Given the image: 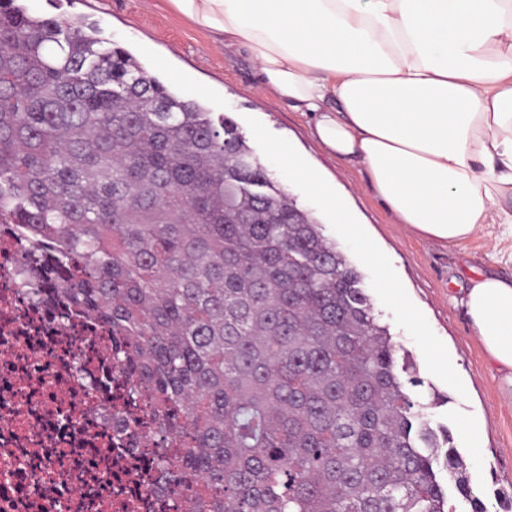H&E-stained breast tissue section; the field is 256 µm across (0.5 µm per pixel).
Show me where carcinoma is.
I'll return each mask as SVG.
<instances>
[{
    "label": "carcinoma",
    "mask_w": 512,
    "mask_h": 512,
    "mask_svg": "<svg viewBox=\"0 0 512 512\" xmlns=\"http://www.w3.org/2000/svg\"><path fill=\"white\" fill-rule=\"evenodd\" d=\"M20 287L112 331L132 424L178 448L190 512H457L466 464L405 390L362 277L237 125L108 46L0 0V225Z\"/></svg>",
    "instance_id": "carcinoma-1"
}]
</instances>
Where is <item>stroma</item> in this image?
Masks as SVG:
<instances>
[{
    "mask_svg": "<svg viewBox=\"0 0 512 512\" xmlns=\"http://www.w3.org/2000/svg\"><path fill=\"white\" fill-rule=\"evenodd\" d=\"M33 14L65 23L97 24L105 38L136 55L147 71L174 90L202 97L232 119L268 173L307 206L363 277L376 314L387 324L398 354L416 368L412 399L424 405L432 428L448 429L464 456L470 485L487 512H512V399L502 396L463 297L470 279L512 273V243L478 236L455 244L428 241L394 216L371 191L365 169L329 153L313 134L314 121L288 101L261 88L250 55L214 47L207 33L178 14L170 0H27ZM291 150L335 194L387 259L385 272L320 205L299 174L283 170L271 151ZM387 281H380V274ZM483 433L479 446L462 436L466 423Z\"/></svg>",
    "mask_w": 512,
    "mask_h": 512,
    "instance_id": "35a3bbf8",
    "label": "stroma"
}]
</instances>
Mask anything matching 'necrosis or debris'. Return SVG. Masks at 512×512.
I'll list each match as a JSON object with an SVG mask.
<instances>
[{"instance_id": "necrosis-or-debris-1", "label": "necrosis or debris", "mask_w": 512, "mask_h": 512, "mask_svg": "<svg viewBox=\"0 0 512 512\" xmlns=\"http://www.w3.org/2000/svg\"><path fill=\"white\" fill-rule=\"evenodd\" d=\"M26 253L0 225V512H168L149 483L175 451L114 437L130 420L129 378L95 321L15 277Z\"/></svg>"}]
</instances>
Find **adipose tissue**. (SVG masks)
<instances>
[{
  "instance_id": "adipose-tissue-1",
  "label": "adipose tissue",
  "mask_w": 512,
  "mask_h": 512,
  "mask_svg": "<svg viewBox=\"0 0 512 512\" xmlns=\"http://www.w3.org/2000/svg\"><path fill=\"white\" fill-rule=\"evenodd\" d=\"M365 167L397 223L453 244L512 240V0H170ZM464 305L512 397V276Z\"/></svg>"
}]
</instances>
